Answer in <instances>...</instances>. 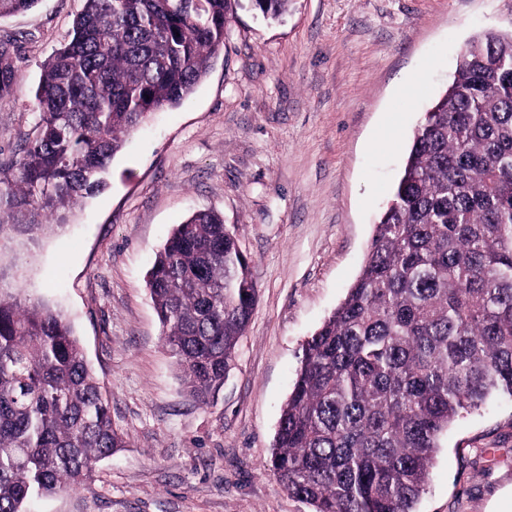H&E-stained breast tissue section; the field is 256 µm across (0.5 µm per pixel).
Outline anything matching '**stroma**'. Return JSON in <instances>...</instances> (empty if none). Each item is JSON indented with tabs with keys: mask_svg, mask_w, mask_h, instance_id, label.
<instances>
[{
	"mask_svg": "<svg viewBox=\"0 0 512 512\" xmlns=\"http://www.w3.org/2000/svg\"><path fill=\"white\" fill-rule=\"evenodd\" d=\"M82 0L0 20L17 42L0 165L36 133L34 91ZM512 0H291L237 9L191 97L127 139L108 185L37 240L0 239V275L61 307L127 445L28 512H312L271 455L304 341L345 298L422 115ZM221 213L250 260L252 318L214 401L192 398L147 275L175 225ZM417 512H512V397L456 420ZM251 10L266 20H279L287 11L290 0H247Z\"/></svg>",
	"mask_w": 512,
	"mask_h": 512,
	"instance_id": "35a3bbf8",
	"label": "stroma"
}]
</instances>
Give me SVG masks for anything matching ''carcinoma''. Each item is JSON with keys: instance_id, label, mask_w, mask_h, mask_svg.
<instances>
[{"instance_id": "obj_1", "label": "carcinoma", "mask_w": 512, "mask_h": 512, "mask_svg": "<svg viewBox=\"0 0 512 512\" xmlns=\"http://www.w3.org/2000/svg\"><path fill=\"white\" fill-rule=\"evenodd\" d=\"M36 2L0 0V19ZM239 2L83 0L42 65L14 207L104 190L125 137L207 75ZM247 2L275 21L290 0ZM13 49L0 40V97L14 88ZM48 228L25 219L0 235ZM147 283L187 388L210 402L256 302L224 217L177 225ZM499 392L512 396V31L470 40L415 128L359 275L302 346L272 471L313 512H415L443 433ZM124 444L71 324L0 283V512L80 485Z\"/></svg>"}]
</instances>
